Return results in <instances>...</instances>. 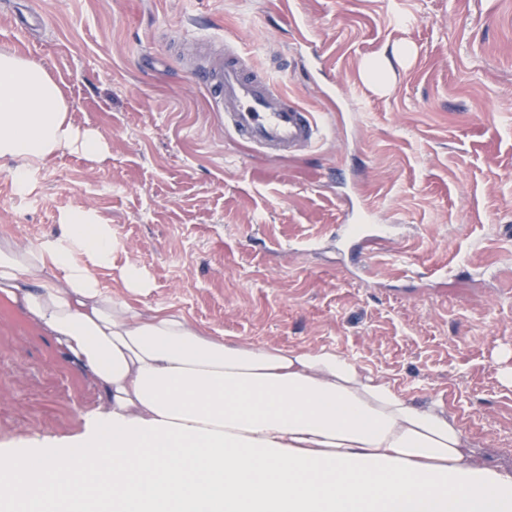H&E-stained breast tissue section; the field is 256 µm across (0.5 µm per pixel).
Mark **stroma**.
<instances>
[{"mask_svg":"<svg viewBox=\"0 0 512 512\" xmlns=\"http://www.w3.org/2000/svg\"><path fill=\"white\" fill-rule=\"evenodd\" d=\"M39 26L17 34L18 17ZM231 41L325 132L273 159L233 139L182 40ZM385 88L361 75L397 45ZM0 50L38 61L106 155H60L18 192L0 163V238L56 234L81 206L112 227L137 306L212 335L331 347L418 400L443 399L490 465L512 467V0H0ZM394 237L372 271L334 235L345 179ZM314 235L317 245L299 250ZM447 264L442 280L429 274ZM99 391L0 303V452L80 433ZM121 280L123 288H126L130 292H142L146 288H150V283L145 271L137 265L130 264L127 266L122 274Z\"/></svg>","mask_w":512,"mask_h":512,"instance_id":"1","label":"stroma"}]
</instances>
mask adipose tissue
Returning a JSON list of instances; mask_svg holds the SVG:
<instances>
[{
  "mask_svg": "<svg viewBox=\"0 0 512 512\" xmlns=\"http://www.w3.org/2000/svg\"><path fill=\"white\" fill-rule=\"evenodd\" d=\"M40 63L0 52V161L18 190L70 152L102 156ZM112 227L77 207L61 232L0 240V295L100 388L62 448L0 455L9 512H512V468L469 446L439 400L326 347L209 335L109 295Z\"/></svg>",
  "mask_w": 512,
  "mask_h": 512,
  "instance_id": "ef3b65f1",
  "label": "adipose tissue"
}]
</instances>
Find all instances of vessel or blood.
<instances>
[{"instance_id":"obj_1","label":"vessel or blood","mask_w":512,"mask_h":512,"mask_svg":"<svg viewBox=\"0 0 512 512\" xmlns=\"http://www.w3.org/2000/svg\"><path fill=\"white\" fill-rule=\"evenodd\" d=\"M203 81L210 93V108L223 115L225 128L270 156L310 149L320 134L315 113L279 89L268 71L249 64L235 49H227L224 57L204 70ZM389 236L388 226L370 221L358 232L349 223L336 227V237L344 244L356 238L369 247Z\"/></svg>"}]
</instances>
